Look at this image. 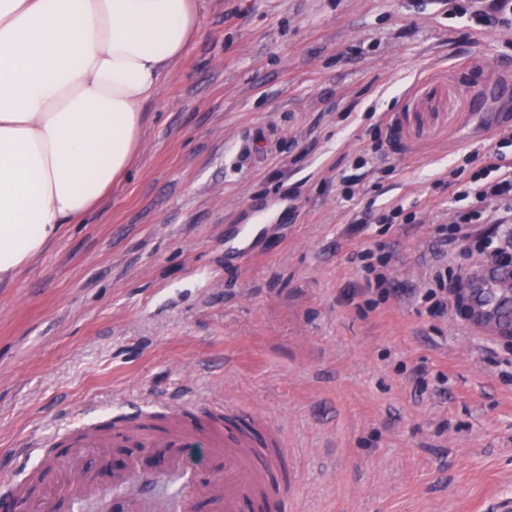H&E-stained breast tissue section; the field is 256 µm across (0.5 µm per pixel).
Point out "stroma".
I'll list each match as a JSON object with an SVG mask.
<instances>
[{
  "label": "stroma",
  "instance_id": "1",
  "mask_svg": "<svg viewBox=\"0 0 512 512\" xmlns=\"http://www.w3.org/2000/svg\"><path fill=\"white\" fill-rule=\"evenodd\" d=\"M111 197L0 287V473L69 431L192 394L244 400L288 435L298 512H490L512 498V333L429 316L413 290L485 263L490 234L435 253L455 207L440 180L512 126V27L450 28L445 0H203ZM397 122L390 163L364 194ZM401 202L402 224L352 230ZM266 221L249 259L224 238ZM385 244L374 308L354 260ZM124 451L92 456L55 500L112 496Z\"/></svg>",
  "mask_w": 512,
  "mask_h": 512
}]
</instances>
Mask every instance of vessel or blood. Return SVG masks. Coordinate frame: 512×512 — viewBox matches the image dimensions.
Listing matches in <instances>:
<instances>
[{
	"mask_svg": "<svg viewBox=\"0 0 512 512\" xmlns=\"http://www.w3.org/2000/svg\"><path fill=\"white\" fill-rule=\"evenodd\" d=\"M476 278L480 286L467 306L470 324L481 331L512 332V290L504 286L512 279V267H487ZM71 440L82 448L165 449L162 468L144 474L134 462L114 482L141 474L146 483L169 487L181 512H196L203 493L221 512H291L294 504L284 434L266 415L245 405L216 407L186 399L165 407L163 419L151 422L141 412L122 413L102 428L78 431Z\"/></svg>",
	"mask_w": 512,
	"mask_h": 512,
	"instance_id": "obj_1",
	"label": "vessel or blood"
}]
</instances>
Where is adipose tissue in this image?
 Instances as JSON below:
<instances>
[{
	"label": "adipose tissue",
	"mask_w": 512,
	"mask_h": 512,
	"mask_svg": "<svg viewBox=\"0 0 512 512\" xmlns=\"http://www.w3.org/2000/svg\"><path fill=\"white\" fill-rule=\"evenodd\" d=\"M201 16L202 0H0V284L126 175Z\"/></svg>",
	"instance_id": "adipose-tissue-1"
}]
</instances>
